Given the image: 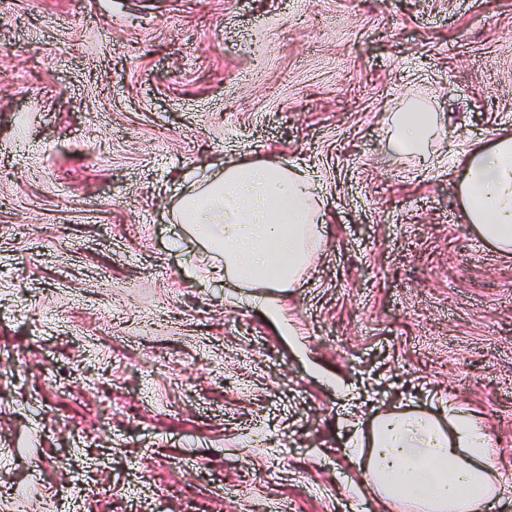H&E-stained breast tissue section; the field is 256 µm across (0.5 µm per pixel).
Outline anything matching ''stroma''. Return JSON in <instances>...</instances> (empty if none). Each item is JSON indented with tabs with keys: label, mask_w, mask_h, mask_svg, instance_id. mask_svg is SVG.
Returning <instances> with one entry per match:
<instances>
[{
	"label": "stroma",
	"mask_w": 512,
	"mask_h": 512,
	"mask_svg": "<svg viewBox=\"0 0 512 512\" xmlns=\"http://www.w3.org/2000/svg\"><path fill=\"white\" fill-rule=\"evenodd\" d=\"M509 126L512 0H6L0 512H384L352 439L452 402L512 474V255L453 171ZM255 159L327 187L276 316L170 249L189 175ZM389 127V142L392 153L398 161L406 158H425L430 144L436 138L444 137L437 116L423 104L397 112Z\"/></svg>",
	"instance_id": "obj_1"
}]
</instances>
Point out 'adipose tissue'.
Wrapping results in <instances>:
<instances>
[{
  "label": "adipose tissue",
  "mask_w": 512,
  "mask_h": 512,
  "mask_svg": "<svg viewBox=\"0 0 512 512\" xmlns=\"http://www.w3.org/2000/svg\"><path fill=\"white\" fill-rule=\"evenodd\" d=\"M441 135L422 104L398 112L389 128L395 159L425 157ZM466 223L497 250L512 251V133L460 149L455 158ZM325 190L303 167L272 161L231 165L197 181L174 211L202 239L224 273L252 290L248 300L280 311V295L298 285L320 246ZM354 455L386 512H487L503 495L491 437L478 414L449 406L447 422L388 411L371 422Z\"/></svg>",
  "instance_id": "ef3b65f1"
}]
</instances>
